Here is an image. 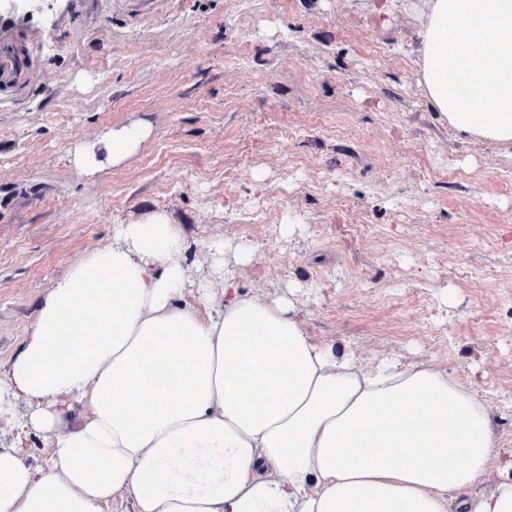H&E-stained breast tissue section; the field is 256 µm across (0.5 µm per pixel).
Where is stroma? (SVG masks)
<instances>
[{
  "label": "stroma",
  "mask_w": 512,
  "mask_h": 512,
  "mask_svg": "<svg viewBox=\"0 0 512 512\" xmlns=\"http://www.w3.org/2000/svg\"><path fill=\"white\" fill-rule=\"evenodd\" d=\"M368 5H0L29 57L0 90V373L73 263L165 211L192 274L221 238L255 248L244 293L302 286L316 340L477 375L512 448V148L457 140L421 96L427 0H393L384 30ZM134 122L151 133L124 163L74 168Z\"/></svg>",
  "instance_id": "1"
}]
</instances>
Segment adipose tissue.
Segmentation results:
<instances>
[{"instance_id": "adipose-tissue-1", "label": "adipose tissue", "mask_w": 512, "mask_h": 512, "mask_svg": "<svg viewBox=\"0 0 512 512\" xmlns=\"http://www.w3.org/2000/svg\"><path fill=\"white\" fill-rule=\"evenodd\" d=\"M417 83L462 139L512 147V0H429ZM141 123L73 153L92 173L135 154ZM190 279L156 212L49 288L6 375L0 512H512L484 392L431 363L367 362L314 340L296 298L249 297L252 249ZM195 305H182L185 291ZM86 405L80 416L75 406ZM51 434L45 465L29 432ZM52 450L53 448H50L43 434L34 433L28 441L25 461L32 466L44 465L49 459Z\"/></svg>"}]
</instances>
